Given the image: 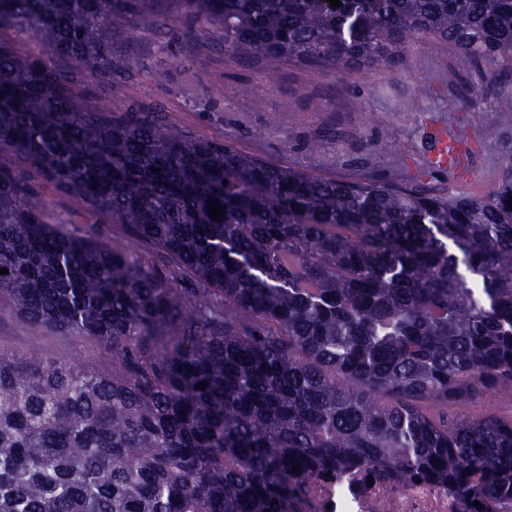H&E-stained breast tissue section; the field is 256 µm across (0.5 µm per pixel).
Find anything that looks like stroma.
Returning <instances> with one entry per match:
<instances>
[{
    "label": "stroma",
    "instance_id": "35a3bbf8",
    "mask_svg": "<svg viewBox=\"0 0 512 512\" xmlns=\"http://www.w3.org/2000/svg\"><path fill=\"white\" fill-rule=\"evenodd\" d=\"M171 15L162 5L135 21L121 46L134 67L113 81L89 83L90 106L110 108L118 117L130 106L154 105L191 138L315 176L372 175L442 196L487 195L512 164V112L495 131L485 125L487 113L512 100V60L478 67L447 42L427 38L389 65L339 73L227 51L220 31L192 41L195 22L184 17L175 22ZM270 71L275 81H266ZM388 130L396 143L385 148L381 141ZM448 135L470 145L462 158L467 180L453 181L447 171L426 168L440 137ZM34 202L54 223L114 246L128 243L108 216L86 213L48 186H41ZM1 346L20 352L36 347L61 360L79 356L95 368L110 367L95 343L32 327L5 298H0Z\"/></svg>",
    "mask_w": 512,
    "mask_h": 512
}]
</instances>
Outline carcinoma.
I'll use <instances>...</instances> for the list:
<instances>
[{
    "instance_id": "1",
    "label": "carcinoma",
    "mask_w": 512,
    "mask_h": 512,
    "mask_svg": "<svg viewBox=\"0 0 512 512\" xmlns=\"http://www.w3.org/2000/svg\"><path fill=\"white\" fill-rule=\"evenodd\" d=\"M158 2L0 0V30L71 60L0 41V150L131 242L50 223L0 168V297L112 359L0 350V512H290L300 474L359 466L512 499V414L458 412L512 408V164L447 197L187 139L151 105L89 107ZM172 2L198 40L218 26L231 51L306 67L386 66L423 36L512 56V0ZM0 40L11 45L19 54H40L52 60L59 69L68 70L71 68V63L68 59L54 54L48 45L32 40L26 32L20 29L0 30Z\"/></svg>"
}]
</instances>
